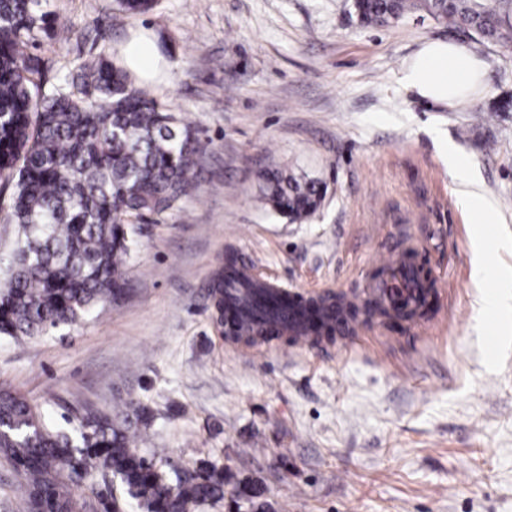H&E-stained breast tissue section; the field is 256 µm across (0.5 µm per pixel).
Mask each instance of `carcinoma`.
<instances>
[{
    "label": "carcinoma",
    "instance_id": "cac0c4a2",
    "mask_svg": "<svg viewBox=\"0 0 512 512\" xmlns=\"http://www.w3.org/2000/svg\"><path fill=\"white\" fill-rule=\"evenodd\" d=\"M158 0H116L122 15L144 14ZM366 25H388L424 12L487 43L512 46V0H354ZM51 34L43 0H0V175L14 183L11 223L18 247L0 284V334L43 336L127 294L130 219L160 223L199 187L209 142L199 130L138 87L102 57L83 63L50 89L45 58L24 52ZM260 199L293 221L309 219L319 183L276 172L263 177ZM208 296L224 319V274ZM78 435L49 423L30 399L0 391V460L23 480L32 512H113L100 472L119 478L143 512H199L224 499V468L203 463L170 484L136 441L149 419L130 401L114 413L77 416ZM83 486L75 496L73 486Z\"/></svg>",
    "mask_w": 512,
    "mask_h": 512
}]
</instances>
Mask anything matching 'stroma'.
<instances>
[{"label":"stroma","mask_w":512,"mask_h":512,"mask_svg":"<svg viewBox=\"0 0 512 512\" xmlns=\"http://www.w3.org/2000/svg\"><path fill=\"white\" fill-rule=\"evenodd\" d=\"M351 4L158 0L101 40L115 0H49L70 39L30 46L48 82L150 29L167 62L151 92L211 144L196 198L134 224L123 300L46 336L0 335V390L56 422L148 407L137 446L167 480L202 462L231 473L201 512H250L256 493L272 512H512V49L422 13L364 26ZM433 41L481 61L477 92L448 104L404 85ZM275 171L322 183L310 220L256 202ZM410 249L432 298L413 319L385 316L371 286ZM230 255L342 299L353 332L221 334L207 292Z\"/></svg>","instance_id":"stroma-1"}]
</instances>
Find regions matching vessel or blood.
<instances>
[{
	"label": "vessel or blood",
	"mask_w": 512,
	"mask_h": 512,
	"mask_svg": "<svg viewBox=\"0 0 512 512\" xmlns=\"http://www.w3.org/2000/svg\"><path fill=\"white\" fill-rule=\"evenodd\" d=\"M386 275L374 283L378 302L386 307L417 308L423 296V284L417 265L409 255L386 261ZM256 276L248 266H241L224 281V316L226 321L241 324L249 320L262 332L291 336L299 341L309 340L312 328L306 314V303L285 287L268 283L271 300L259 297L253 284Z\"/></svg>",
	"instance_id": "b4317fda"
}]
</instances>
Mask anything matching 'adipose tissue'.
<instances>
[{"label":"adipose tissue","instance_id":"ef3b65f1","mask_svg":"<svg viewBox=\"0 0 512 512\" xmlns=\"http://www.w3.org/2000/svg\"><path fill=\"white\" fill-rule=\"evenodd\" d=\"M124 68L142 82H152L160 73L162 59L154 37L140 35L120 48ZM481 63L462 45L444 42L426 44L402 73V80L423 96L452 100L460 91L478 89Z\"/></svg>","mask_w":512,"mask_h":512}]
</instances>
